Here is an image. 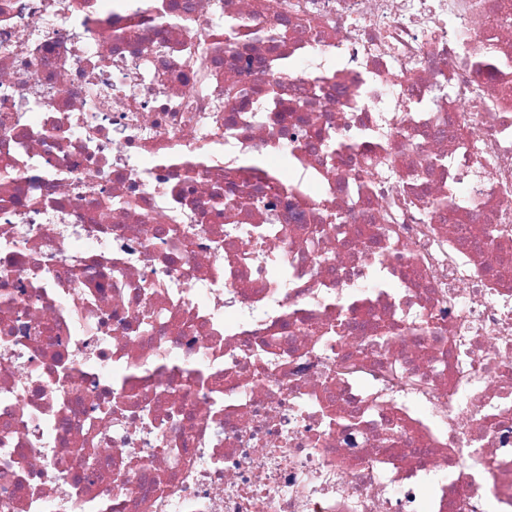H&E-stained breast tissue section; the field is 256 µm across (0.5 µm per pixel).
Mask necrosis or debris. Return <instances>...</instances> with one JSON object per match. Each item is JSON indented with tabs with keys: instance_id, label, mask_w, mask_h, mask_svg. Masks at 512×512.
I'll use <instances>...</instances> for the list:
<instances>
[{
	"instance_id": "necrosis-or-debris-1",
	"label": "necrosis or debris",
	"mask_w": 512,
	"mask_h": 512,
	"mask_svg": "<svg viewBox=\"0 0 512 512\" xmlns=\"http://www.w3.org/2000/svg\"><path fill=\"white\" fill-rule=\"evenodd\" d=\"M0 512H512V0H0Z\"/></svg>"
}]
</instances>
